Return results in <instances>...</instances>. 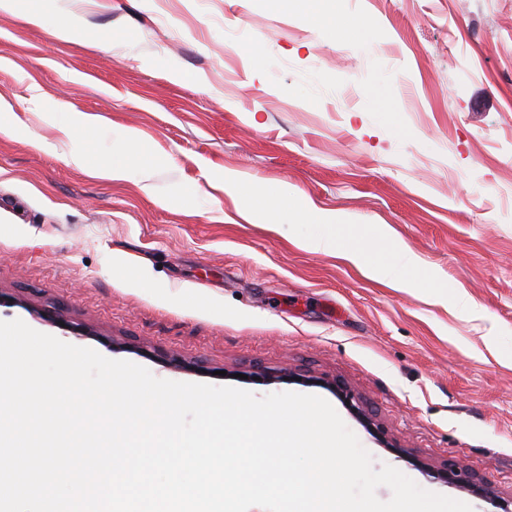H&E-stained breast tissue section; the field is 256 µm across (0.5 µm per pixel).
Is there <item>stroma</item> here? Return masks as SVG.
<instances>
[{"label":"stroma","mask_w":512,"mask_h":512,"mask_svg":"<svg viewBox=\"0 0 512 512\" xmlns=\"http://www.w3.org/2000/svg\"><path fill=\"white\" fill-rule=\"evenodd\" d=\"M41 7L40 27L0 12V101L12 107L0 292L13 298L0 321L160 379L321 396L375 465L501 512L512 501V0H338L363 25L358 39L309 25L302 0ZM96 32L111 47L90 46ZM76 112L94 121L101 163H126L127 129L153 162L123 180L92 176L63 132ZM228 171L340 213L365 255L410 249L417 287L303 248L317 225L245 221ZM48 306L61 323L37 318ZM273 369L282 378L250 377ZM447 463L491 498L424 472Z\"/></svg>","instance_id":"1"}]
</instances>
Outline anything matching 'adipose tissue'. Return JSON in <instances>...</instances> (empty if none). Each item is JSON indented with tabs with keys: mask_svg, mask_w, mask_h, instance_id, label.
I'll return each mask as SVG.
<instances>
[{
	"mask_svg": "<svg viewBox=\"0 0 512 512\" xmlns=\"http://www.w3.org/2000/svg\"><path fill=\"white\" fill-rule=\"evenodd\" d=\"M224 185L228 188L246 190L251 199L252 209L256 214H267L269 208L274 206L277 207L281 216L320 226V234L305 239L304 248L335 254L355 265L366 275L384 277L390 287H411L416 275L421 270L418 257L408 250L397 251L395 262L390 267L384 266L377 259L365 256L339 237V230L346 224V220L341 214L316 209L306 200L294 194L287 186H280L270 194L252 187L250 182L242 180L230 172L224 175Z\"/></svg>",
	"mask_w": 512,
	"mask_h": 512,
	"instance_id": "1",
	"label": "adipose tissue"
}]
</instances>
